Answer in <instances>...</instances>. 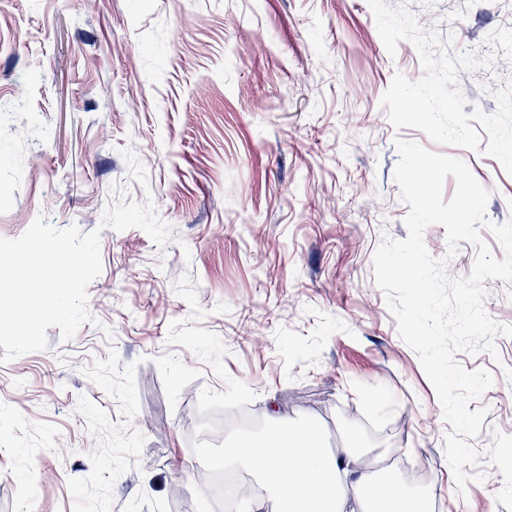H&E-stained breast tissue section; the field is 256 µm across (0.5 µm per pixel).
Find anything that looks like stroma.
Instances as JSON below:
<instances>
[{"instance_id":"1","label":"stroma","mask_w":512,"mask_h":512,"mask_svg":"<svg viewBox=\"0 0 512 512\" xmlns=\"http://www.w3.org/2000/svg\"><path fill=\"white\" fill-rule=\"evenodd\" d=\"M453 51L512 55V0H387ZM415 46L389 55L368 0H0V238L38 216L100 230L92 316L70 341L0 363V512H211L195 476L272 413L326 448L350 430L397 476L424 463L432 512H512V336L458 353L494 383L458 493L450 424L376 285L383 238H407L395 138L465 161L512 219L494 157L394 129L380 106ZM512 72H460L465 113L497 110ZM152 198L173 233L102 224ZM249 406L255 423L228 410Z\"/></svg>"}]
</instances>
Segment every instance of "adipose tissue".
Masks as SVG:
<instances>
[{
	"instance_id": "adipose-tissue-1",
	"label": "adipose tissue",
	"mask_w": 512,
	"mask_h": 512,
	"mask_svg": "<svg viewBox=\"0 0 512 512\" xmlns=\"http://www.w3.org/2000/svg\"><path fill=\"white\" fill-rule=\"evenodd\" d=\"M275 500L278 512H430V498L382 478L370 455L344 443L322 447L315 424L275 416L263 437H243L225 449Z\"/></svg>"
}]
</instances>
